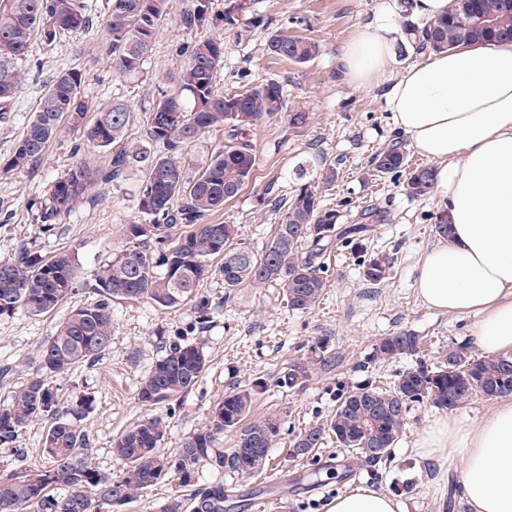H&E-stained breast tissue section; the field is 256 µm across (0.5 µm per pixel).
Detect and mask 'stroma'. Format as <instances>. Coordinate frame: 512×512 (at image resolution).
<instances>
[{
  "mask_svg": "<svg viewBox=\"0 0 512 512\" xmlns=\"http://www.w3.org/2000/svg\"><path fill=\"white\" fill-rule=\"evenodd\" d=\"M94 27L70 34L52 45L34 41L26 64L28 81L13 112L0 118V260L22 249L50 256L74 253L83 273L125 246L130 225L141 223L136 204L138 178L124 184L96 188L56 223H44L41 203L57 178L78 161L104 165L107 153L87 147L81 134L64 130L52 140L34 167L6 166L17 141L31 121L46 80L63 70L85 73L81 88L92 110L120 99L132 108L127 131L131 140L144 135V108L156 98L166 73L185 63L178 47L195 38L180 24L186 0H169V15L160 27L148 53L142 75L120 76L104 45L106 0H93ZM384 0H254L251 16L241 17L243 36L224 25L208 34L224 42V69L216 83L226 92L241 91L266 79L278 81L287 112L263 119L253 127L250 139L257 160L250 180L239 194L212 215L215 223L234 224L238 240L254 252H262L275 235L283 211L277 202L287 199L302 184L315 186L324 204L347 203L343 223H351L361 208L373 206L381 219L368 242L369 253L390 255L388 277L373 285L363 278L360 256L339 251L328 268L327 288L318 304L305 312L288 308L278 285L248 286L225 291L220 276L204 279L197 294L209 303L207 324H200L194 302L166 310L147 302L115 301L112 304L114 336L112 349L98 363L77 368L60 378L62 395L93 393L95 400L85 424L92 448V461L100 470L117 473L120 465L111 453L112 440L125 429L148 419L167 427L168 448L176 446L209 422L214 405L225 392L264 379L268 387L256 396L248 422L276 415L283 428L270 450L271 462L261 473L230 475L199 466L195 484L223 481L231 497L224 512H256L260 498L280 499L285 512H328L332 500L365 487L393 496L402 512H472L456 474L443 473L436 463L417 455L415 442L443 409L430 402L411 404L407 424L392 450L390 463L373 472L358 471L355 479L341 480L347 463L345 452L334 440L325 441L318 455L328 478L316 490L307 489L302 476L307 462L288 456V444L298 431L322 422L336 408V386L362 381L383 389L392 387L407 359L376 361L372 347L382 337L409 330L425 337L426 359H436L452 342L470 339L473 314L457 315L426 307L415 283L426 251L440 244L432 216L442 208L437 194L408 198L395 178L368 179V162L388 143L409 148L407 135L396 129L381 92H366L341 82L337 57L345 42L368 21ZM287 25L289 33L315 40L318 57L298 65L269 54L267 31L251 24L252 17ZM290 112L308 113L305 126L289 127ZM334 167L336 179L323 184L324 168ZM305 178H298V168ZM93 290L78 293L53 312L33 316L18 311L0 319V403L9 400L38 364L42 345L55 325L77 307L97 302ZM184 339L202 345L209 363L195 388L155 405L138 401L139 384L151 363L161 353L164 339ZM327 339L340 359L331 373L316 372L303 386L279 387L289 363L307 352L313 341ZM190 488L169 480L142 493L121 512H164L173 500L190 507Z\"/></svg>",
  "mask_w": 512,
  "mask_h": 512,
  "instance_id": "obj_1",
  "label": "stroma"
}]
</instances>
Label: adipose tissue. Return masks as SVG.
<instances>
[{"label": "adipose tissue", "instance_id": "1", "mask_svg": "<svg viewBox=\"0 0 512 512\" xmlns=\"http://www.w3.org/2000/svg\"><path fill=\"white\" fill-rule=\"evenodd\" d=\"M394 6L378 9L344 44L349 85L382 91L398 130L434 162L435 188L451 222L447 243L428 251L416 283L424 304L479 312L473 336L490 353L512 350V41L463 45L397 69ZM419 457L457 470L474 512H512V399L486 416L435 420ZM329 512H399L368 489L337 496Z\"/></svg>", "mask_w": 512, "mask_h": 512}]
</instances>
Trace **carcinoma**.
I'll use <instances>...</instances> for the list:
<instances>
[{
	"mask_svg": "<svg viewBox=\"0 0 512 512\" xmlns=\"http://www.w3.org/2000/svg\"><path fill=\"white\" fill-rule=\"evenodd\" d=\"M251 0H224V11L213 10V0H188L183 27L203 31L217 21L232 29L250 12ZM168 15V0H107L104 21L115 71L128 77L143 73L151 43ZM94 24L88 0H0V112L10 106L27 82V62L36 37L51 44L59 37L87 31ZM406 36L420 52L440 53L465 44L512 39V0H449L448 13L421 25L408 24ZM268 51L296 64L312 61L317 42L300 35L274 31ZM185 64L167 78L146 112L145 138L117 146L126 134L131 109L116 101L85 123L91 104L82 95L83 73H57L44 94L8 166L28 168L41 157L64 127L82 134L87 146L109 152L102 167L81 161L48 189L43 218L55 219L72 210L84 196L102 185H120L141 175L138 210L145 228L130 235V245L113 253L90 275L87 286L100 295L91 305L70 311L55 326L40 351L35 372L6 404L0 405V446L15 455L18 438L31 423L50 422L42 442L47 465L20 468L0 477V512H112L138 494L171 478L192 481L195 469L207 461L217 469L238 474L262 471L270 464V449L281 434V420L268 417L241 430L236 447H216L217 435L239 428L254 395L266 388L254 381L247 388L224 393L209 424L181 444L164 448L166 428L148 420L125 430L112 441V456L123 464L112 476L94 466L83 420L94 397L85 393L67 401L59 398L55 380L83 365H93L112 349V301L147 300L175 309L195 296L208 274L224 278V288L244 285H280L293 311L311 309L322 296L327 278L326 259L341 247L363 249L373 231L376 209L364 208L365 223L342 224V212L322 203L317 191L306 186L288 198L275 236L257 255L237 242L234 224H210L207 218L235 198L256 164L248 132L261 121L285 111L280 84L269 79L239 93L217 88L224 65V42L200 36L179 49ZM221 132L224 144L196 171L186 164V150L205 133ZM370 175L401 179L413 199L432 193L435 170L427 164L409 165L398 143L376 151ZM185 231L179 235V228ZM218 259L220 264L212 266ZM366 280L386 278L390 261L383 254L366 255ZM78 266L69 252L42 256L20 251L0 261V317L18 310L35 316L48 314L76 292ZM422 337L397 332L381 338L373 359L406 357L410 364L399 373L396 385L383 391L371 384L338 389L336 410L325 421L297 433L288 457L307 459L327 439H333L357 463L377 467L390 457L403 433L409 405L429 401L456 409L477 396L512 395V354L480 356L469 344H458L430 364L421 350ZM202 347L181 339L161 341V354L140 384L137 399L156 404L189 391L206 370ZM336 354L319 340L308 356L292 362L277 384L294 388L304 384L315 368L330 370ZM375 452L370 453L368 449ZM192 512H224V483L196 489Z\"/></svg>",
	"mask_w": 512,
	"mask_h": 512,
	"instance_id": "1",
	"label": "carcinoma"
}]
</instances>
